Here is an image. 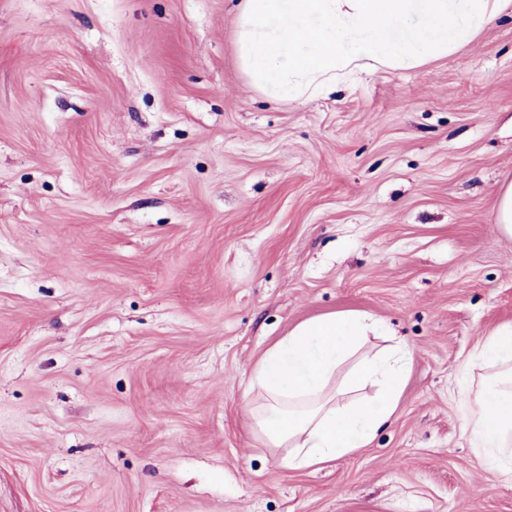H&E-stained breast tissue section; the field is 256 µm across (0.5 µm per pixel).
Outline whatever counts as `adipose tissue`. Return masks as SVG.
I'll list each match as a JSON object with an SVG mask.
<instances>
[{
	"label": "adipose tissue",
	"instance_id": "1",
	"mask_svg": "<svg viewBox=\"0 0 512 512\" xmlns=\"http://www.w3.org/2000/svg\"><path fill=\"white\" fill-rule=\"evenodd\" d=\"M384 325L359 311L305 320L272 345L253 367L247 401L253 433L271 448L288 451L293 469H307L368 447L389 424L406 386L410 352L397 346L366 353L369 336ZM347 368L343 388L332 379ZM373 384L374 399L349 400V392ZM465 429L480 462L512 479V322L492 330L470 355L464 375Z\"/></svg>",
	"mask_w": 512,
	"mask_h": 512
}]
</instances>
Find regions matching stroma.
Here are the masks:
<instances>
[{"label":"stroma","mask_w":512,"mask_h":512,"mask_svg":"<svg viewBox=\"0 0 512 512\" xmlns=\"http://www.w3.org/2000/svg\"><path fill=\"white\" fill-rule=\"evenodd\" d=\"M239 0H0V512H512L461 370L512 321V0L309 102L239 65ZM361 311L411 350L393 422L288 468L266 349ZM493 224L499 234L512 238V181L501 187L493 214Z\"/></svg>","instance_id":"35a3bbf8"}]
</instances>
